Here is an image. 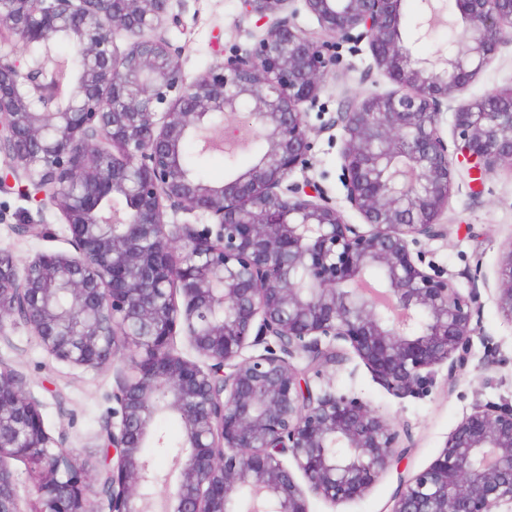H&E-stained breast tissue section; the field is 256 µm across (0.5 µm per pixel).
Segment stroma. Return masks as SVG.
<instances>
[{
    "instance_id": "1",
    "label": "stroma",
    "mask_w": 512,
    "mask_h": 512,
    "mask_svg": "<svg viewBox=\"0 0 512 512\" xmlns=\"http://www.w3.org/2000/svg\"><path fill=\"white\" fill-rule=\"evenodd\" d=\"M172 12L182 17L181 26L168 27L167 39L180 49L185 73L192 78L206 73L222 51L249 46L253 21L242 19L240 0H172ZM512 85V47L501 49L462 93L480 97L487 90ZM389 79L375 66L369 49L344 54L334 74L327 77L318 105L308 121L313 141L310 161L295 170V181L319 183L343 210L349 223L362 218L349 210L339 180L343 132L327 121L341 102L376 90L391 89ZM263 142H255L239 153L233 163L223 154L197 157V143L188 139L183 153L194 158V173L208 183L251 167L263 153ZM441 223L446 236L422 241L421 247L439 267L449 271L461 292H469L474 274L486 280L481 288L479 324L483 331L475 339L468 368L449 380L447 368H438L432 384L418 397L396 398L380 386L353 353L337 357L324 367L337 392L359 397L392 424L401 435L410 473L427 468L440 454L475 402L512 401V320L499 310L495 298V276L502 255L512 247V166H500L483 182L471 181L464 165H456L452 196ZM29 225L18 233V225ZM24 261L40 253H69L73 247L59 213L37 204L17 191L0 192V251ZM18 373L25 390L37 398L45 425L63 448L88 469L100 460L98 436L112 414V393L118 376L128 371L130 357L121 352L113 365L86 369L52 356L25 323L16 318L0 324V367ZM398 490L395 471L383 474L363 496L339 505L312 500V512H392Z\"/></svg>"
}]
</instances>
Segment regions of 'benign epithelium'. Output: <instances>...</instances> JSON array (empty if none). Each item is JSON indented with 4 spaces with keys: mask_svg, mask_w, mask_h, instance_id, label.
Segmentation results:
<instances>
[{
    "mask_svg": "<svg viewBox=\"0 0 512 512\" xmlns=\"http://www.w3.org/2000/svg\"><path fill=\"white\" fill-rule=\"evenodd\" d=\"M170 0H0V154L17 191L56 210L74 252L18 265L0 252V329L26 325L45 349L98 369L124 347L132 373L112 393L103 448L112 468L89 476L47 431L39 403L0 368V512H19L11 461L40 452L30 512H311L363 496L399 460L400 433L365 402L311 380L344 342L389 393L420 394L437 368L448 382L470 362L481 294L460 293L414 249L437 239L454 165L483 175L512 166V88L475 101L462 91L512 45V0H454L461 33L432 58L414 56L402 0H240L254 43L186 76L165 38ZM72 42L80 65L53 84L31 48ZM128 41L119 50L117 38ZM368 47L394 89L350 99L327 123L344 133L348 223L325 189L288 181L308 165L309 110L339 49ZM249 113L263 156L222 183L183 166L237 138ZM453 113L452 138L442 116ZM127 200L120 210L104 203ZM199 213L202 226L168 221ZM303 281L275 273L283 260ZM512 319V248L495 281ZM182 328L195 357L177 353ZM306 357L299 368L294 360ZM180 418L172 481L143 448L163 446L147 407ZM298 470L306 487L294 478ZM97 490L89 496V480ZM512 505V402L477 403L422 472L400 480L393 512H497Z\"/></svg>",
    "mask_w": 512,
    "mask_h": 512,
    "instance_id": "1",
    "label": "benign epithelium"
}]
</instances>
